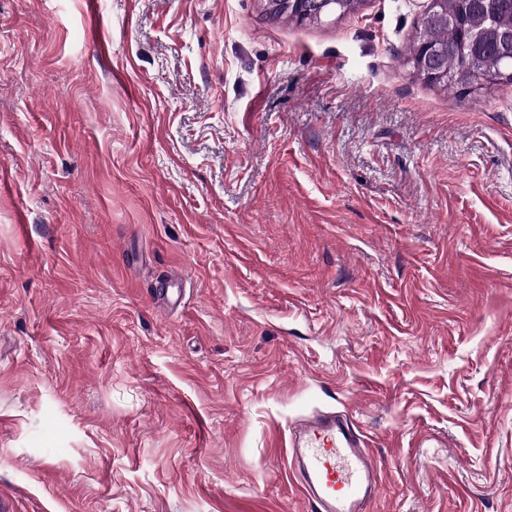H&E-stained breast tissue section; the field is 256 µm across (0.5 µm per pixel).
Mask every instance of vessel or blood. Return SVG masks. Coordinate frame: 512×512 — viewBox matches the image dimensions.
<instances>
[{
    "label": "vessel or blood",
    "mask_w": 512,
    "mask_h": 512,
    "mask_svg": "<svg viewBox=\"0 0 512 512\" xmlns=\"http://www.w3.org/2000/svg\"><path fill=\"white\" fill-rule=\"evenodd\" d=\"M288 444V475L312 512H366L378 487V463L346 414L315 415L291 432Z\"/></svg>",
    "instance_id": "vessel-or-blood-1"
}]
</instances>
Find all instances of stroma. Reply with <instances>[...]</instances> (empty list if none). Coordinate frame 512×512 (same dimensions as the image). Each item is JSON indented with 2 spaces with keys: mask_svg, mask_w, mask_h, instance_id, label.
I'll list each match as a JSON object with an SVG mask.
<instances>
[{
  "mask_svg": "<svg viewBox=\"0 0 512 512\" xmlns=\"http://www.w3.org/2000/svg\"><path fill=\"white\" fill-rule=\"evenodd\" d=\"M428 4L0 0L12 512H311L319 410L368 512H512V84L413 74ZM316 3L319 5V7L314 15H316L319 19L313 18V17H308V16H306L304 18H298V17L293 16L288 11V9H285L282 12H280L279 14L273 15V16L285 17V18L292 19V20L295 19L297 22H304V21L318 22L319 20H321L320 18L322 16L325 17V16H329V15H335L336 12L345 10L349 2L347 0H316ZM288 444V475L312 511L366 512L378 487V463L346 414L315 415L291 432Z\"/></svg>",
  "mask_w": 512,
  "mask_h": 512,
  "instance_id": "35a3bbf8",
  "label": "stroma"
}]
</instances>
